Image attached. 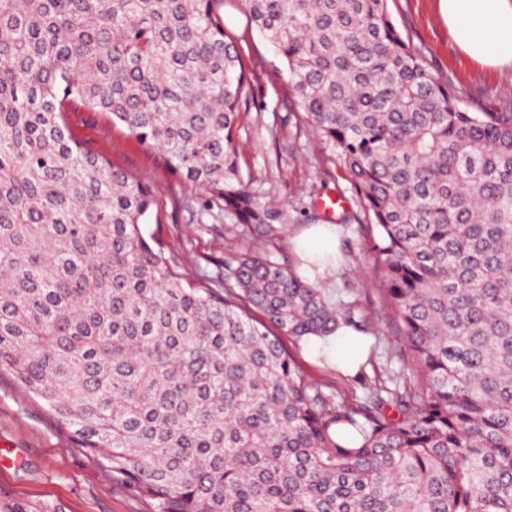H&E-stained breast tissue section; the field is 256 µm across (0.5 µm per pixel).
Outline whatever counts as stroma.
I'll return each instance as SVG.
<instances>
[{
  "instance_id": "stroma-1",
  "label": "stroma",
  "mask_w": 512,
  "mask_h": 512,
  "mask_svg": "<svg viewBox=\"0 0 512 512\" xmlns=\"http://www.w3.org/2000/svg\"><path fill=\"white\" fill-rule=\"evenodd\" d=\"M215 9L238 46L248 79L237 131L241 173L259 201L275 205V222L282 229L278 239L261 248L241 236L222 201L173 175L160 154L113 127L103 113L71 114L75 134L132 181L155 188L156 203L145 231L165 241L182 270L216 277L225 260L259 250L296 272L300 259L295 237L306 225L333 224L342 260L326 289L357 302L367 313L380 312L382 294L371 264L349 263L351 256L365 251L362 226L368 216L338 167L332 146L304 123L283 62L254 30L240 0H217ZM389 10L427 66L469 103L495 109L512 102V69L485 67L468 58L449 36L439 0H389ZM393 334L389 322L377 324L369 337L375 361L357 377L313 362L303 342L288 338L284 344L309 381L336 392L340 401L359 404L367 396L365 382L374 377L375 365L386 361ZM0 489L55 503L63 512H148L145 502L113 483L99 458L72 447L41 401L5 378L0 380Z\"/></svg>"
}]
</instances>
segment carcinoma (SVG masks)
<instances>
[{
  "mask_svg": "<svg viewBox=\"0 0 512 512\" xmlns=\"http://www.w3.org/2000/svg\"><path fill=\"white\" fill-rule=\"evenodd\" d=\"M214 2L0 0V377L149 512H512V107L465 106L388 0H242L370 221L396 349L347 405L281 336L372 317L260 254L181 272L144 232L154 190L69 124L107 114L277 238ZM0 512L61 510L0 491Z\"/></svg>",
  "mask_w": 512,
  "mask_h": 512,
  "instance_id": "carcinoma-1",
  "label": "carcinoma"
}]
</instances>
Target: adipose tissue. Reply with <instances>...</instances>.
Wrapping results in <instances>:
<instances>
[{
    "label": "adipose tissue",
    "mask_w": 512,
    "mask_h": 512,
    "mask_svg": "<svg viewBox=\"0 0 512 512\" xmlns=\"http://www.w3.org/2000/svg\"><path fill=\"white\" fill-rule=\"evenodd\" d=\"M455 44L473 60L488 66L512 67V0H440ZM339 247L333 224L309 225L294 240V248L309 281L324 284L336 269ZM312 358L357 373L368 355L366 336L342 326L326 336L306 340Z\"/></svg>",
    "instance_id": "ef3b65f1"
}]
</instances>
